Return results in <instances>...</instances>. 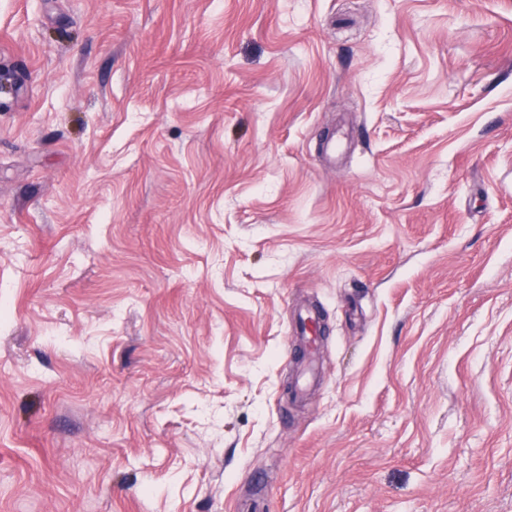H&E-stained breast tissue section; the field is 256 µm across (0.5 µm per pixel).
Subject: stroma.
<instances>
[{
    "mask_svg": "<svg viewBox=\"0 0 512 512\" xmlns=\"http://www.w3.org/2000/svg\"><path fill=\"white\" fill-rule=\"evenodd\" d=\"M0 305V512H512V0H0Z\"/></svg>",
    "mask_w": 512,
    "mask_h": 512,
    "instance_id": "obj_1",
    "label": "stroma"
}]
</instances>
